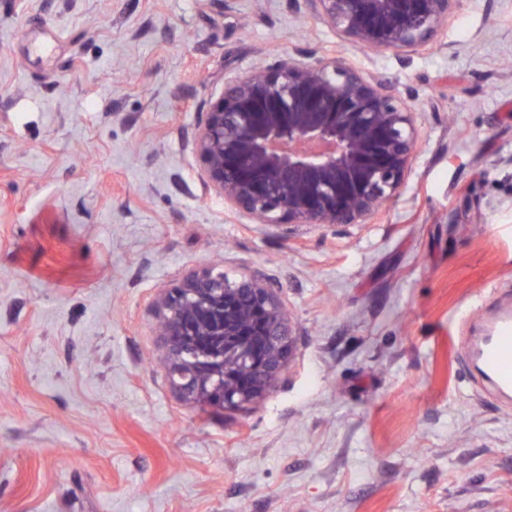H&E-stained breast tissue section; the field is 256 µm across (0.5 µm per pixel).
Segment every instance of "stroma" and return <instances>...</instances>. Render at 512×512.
Wrapping results in <instances>:
<instances>
[{"mask_svg": "<svg viewBox=\"0 0 512 512\" xmlns=\"http://www.w3.org/2000/svg\"><path fill=\"white\" fill-rule=\"evenodd\" d=\"M289 53L383 75L420 131L362 224L269 227L195 153L225 82ZM256 275L293 354L234 409L162 365L156 299ZM512 299V0L434 47L343 42L303 0H0V512H512V401L463 342Z\"/></svg>", "mask_w": 512, "mask_h": 512, "instance_id": "stroma-1", "label": "stroma"}]
</instances>
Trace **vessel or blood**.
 <instances>
[{
	"label": "vessel or blood",
	"instance_id": "1",
	"mask_svg": "<svg viewBox=\"0 0 512 512\" xmlns=\"http://www.w3.org/2000/svg\"><path fill=\"white\" fill-rule=\"evenodd\" d=\"M486 331L470 354L490 389L503 397L512 396V308L497 309L485 324Z\"/></svg>",
	"mask_w": 512,
	"mask_h": 512
}]
</instances>
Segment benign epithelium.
<instances>
[{
  "instance_id": "obj_1",
  "label": "benign epithelium",
  "mask_w": 512,
  "mask_h": 512,
  "mask_svg": "<svg viewBox=\"0 0 512 512\" xmlns=\"http://www.w3.org/2000/svg\"><path fill=\"white\" fill-rule=\"evenodd\" d=\"M349 44L405 51L437 43L458 0H304ZM419 129L392 85L344 58L282 54L224 85L195 151L210 188L254 223L359 224L398 197ZM171 387L221 408L277 383L293 347L283 304L259 277L201 268L156 301Z\"/></svg>"
}]
</instances>
